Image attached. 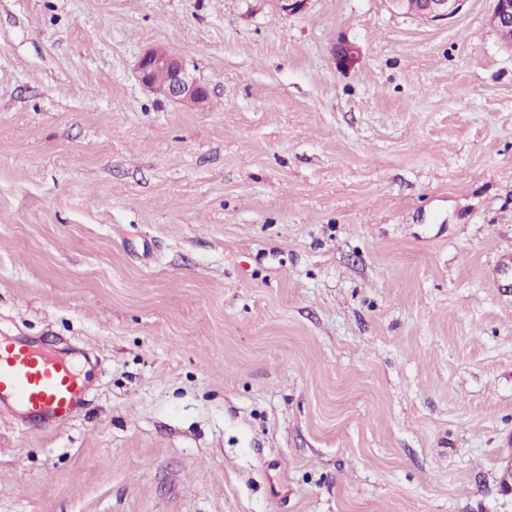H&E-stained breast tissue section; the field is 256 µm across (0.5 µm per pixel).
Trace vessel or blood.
I'll list each match as a JSON object with an SVG mask.
<instances>
[{
  "label": "vessel or blood",
  "instance_id": "vessel-or-blood-1",
  "mask_svg": "<svg viewBox=\"0 0 512 512\" xmlns=\"http://www.w3.org/2000/svg\"><path fill=\"white\" fill-rule=\"evenodd\" d=\"M82 398L70 365L36 347L0 339V402L64 422L73 417Z\"/></svg>",
  "mask_w": 512,
  "mask_h": 512
}]
</instances>
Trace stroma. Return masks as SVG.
Wrapping results in <instances>:
<instances>
[{
  "instance_id": "stroma-1",
  "label": "stroma",
  "mask_w": 512,
  "mask_h": 512,
  "mask_svg": "<svg viewBox=\"0 0 512 512\" xmlns=\"http://www.w3.org/2000/svg\"><path fill=\"white\" fill-rule=\"evenodd\" d=\"M491 11L0 0V338L85 393L0 405V512H512ZM154 46L204 107L138 81Z\"/></svg>"
}]
</instances>
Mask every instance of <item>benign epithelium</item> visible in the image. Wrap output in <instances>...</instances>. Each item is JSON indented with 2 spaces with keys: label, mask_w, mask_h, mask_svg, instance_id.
Listing matches in <instances>:
<instances>
[{
  "label": "benign epithelium",
  "mask_w": 512,
  "mask_h": 512,
  "mask_svg": "<svg viewBox=\"0 0 512 512\" xmlns=\"http://www.w3.org/2000/svg\"><path fill=\"white\" fill-rule=\"evenodd\" d=\"M391 6L423 21L435 22L454 16L461 0H389ZM492 13L503 27H512V0H493ZM358 48L345 40L334 47L336 65L354 62ZM139 81L154 94L185 106H201L208 98L207 89L190 79L183 61L169 50L153 47L146 50L137 65Z\"/></svg>",
  "instance_id": "7a95c632"
}]
</instances>
